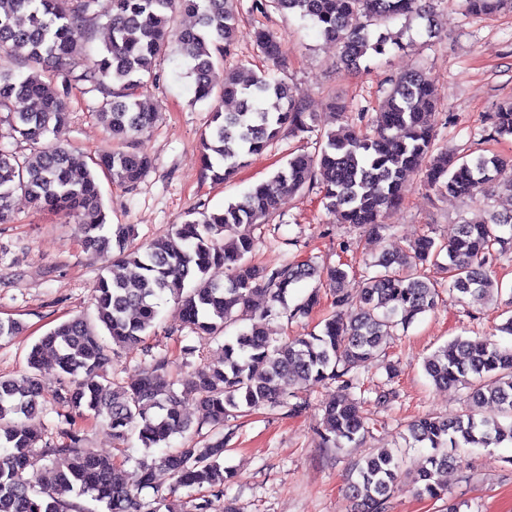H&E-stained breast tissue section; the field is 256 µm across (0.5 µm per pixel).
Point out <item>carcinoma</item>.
<instances>
[{
  "mask_svg": "<svg viewBox=\"0 0 512 512\" xmlns=\"http://www.w3.org/2000/svg\"><path fill=\"white\" fill-rule=\"evenodd\" d=\"M235 0H0V123L8 135L34 145L19 160L0 150V223L10 221L17 195L36 208L77 222L80 241L93 253L116 251L109 274L95 287L96 315L74 316L50 329L27 355V373L0 377V512H71L72 493L90 494L108 512H142L139 491L153 488L159 512H211L213 499H224V512H238L224 498L234 477L224 466V422L267 407H286L295 415L309 408L299 398L290 404L286 387L309 381L336 386V398L322 407V436L341 447L369 433L361 411L362 370L385 354L391 330L403 329L437 307L436 285L423 279L420 266L448 258V291L485 300L501 293L492 277L496 251L512 246V214L494 215L484 224H460L446 242L423 235L408 246L381 254L363 276L356 293L349 273L339 266L321 267L309 260L278 268L251 261L253 228L276 210L279 197L320 182L326 208L344 223L378 235L387 214L408 192L410 178L452 196L472 197L507 180L512 188V160L480 154L471 160L435 149L434 88L421 71L402 74L377 109L374 133L343 125L321 137L318 152L296 154L242 200L214 212H194L182 224L144 247H129L132 227L109 224L103 210L98 173L133 186L150 168L151 159L122 148L97 158L69 148L61 140L72 90L87 83L102 96L97 107L112 140L126 144L148 131L158 112L136 94L152 74L156 57L169 44V28L179 12L193 24L178 37L176 55L192 79L193 101L209 103L210 123L201 134L203 169L222 183L246 159L262 153L286 130L311 131L315 115L306 111L297 89L261 70L244 79L224 70L214 80L235 42ZM472 15L492 16L512 0H463ZM274 8L308 19L318 34L339 47L340 60L357 67L371 55L388 51L384 21L418 12V0H253L252 8ZM99 16L109 20L110 37L97 55L90 53L91 27ZM255 42L275 64L282 43L259 30ZM27 50L29 73L16 72L15 53ZM83 61L80 73L72 62ZM51 65L61 84L45 81L40 67ZM233 101L236 108L224 110ZM493 133L512 137V102L488 115ZM316 279L333 296V310L319 332L273 338L263 327L268 318L308 316L319 302L313 289L294 305L291 290ZM179 307L186 327L216 340L244 316L250 327L224 340V355L194 373L182 391L169 377V359H153L144 375L131 383L108 377L104 365L110 345L135 347L145 342L160 307ZM55 361L66 383L56 398L68 408L62 441L44 443L32 421L42 413L45 357ZM434 386L468 389L471 409L455 418L421 417L408 426L410 446L431 449L413 474L418 493L444 499L440 476L453 468L457 448L512 445V347L490 339L457 337L423 362ZM203 410L213 428L203 443L155 454L174 435L194 429L184 417L188 398ZM494 406L498 415L478 412ZM104 419L118 443L137 435L145 452L136 461V480L123 481L111 458L83 446L77 422ZM40 448L34 452V448ZM50 474L36 489L24 478L37 459ZM403 466L401 455L382 452L363 458L346 493L354 512H387L393 485ZM165 473L175 484L205 491L198 499L175 503L156 485Z\"/></svg>",
  "mask_w": 512,
  "mask_h": 512,
  "instance_id": "carcinoma-1",
  "label": "carcinoma"
}]
</instances>
